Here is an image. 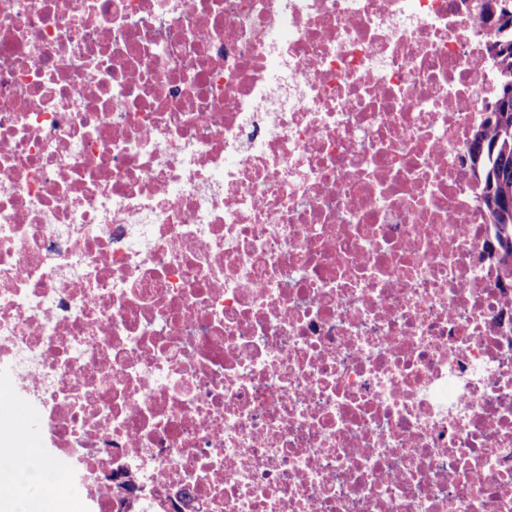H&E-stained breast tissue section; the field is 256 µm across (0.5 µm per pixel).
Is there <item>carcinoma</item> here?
Listing matches in <instances>:
<instances>
[{
  "label": "carcinoma",
  "mask_w": 512,
  "mask_h": 512,
  "mask_svg": "<svg viewBox=\"0 0 512 512\" xmlns=\"http://www.w3.org/2000/svg\"><path fill=\"white\" fill-rule=\"evenodd\" d=\"M492 41L500 45L493 56L498 67L497 88L487 105L486 119L472 129L469 159L482 182V208L497 254L512 255V100L500 101L503 81H512V27H497Z\"/></svg>",
  "instance_id": "carcinoma-1"
}]
</instances>
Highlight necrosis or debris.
Segmentation results:
<instances>
[{
    "label": "necrosis or debris",
    "mask_w": 512,
    "mask_h": 512,
    "mask_svg": "<svg viewBox=\"0 0 512 512\" xmlns=\"http://www.w3.org/2000/svg\"><path fill=\"white\" fill-rule=\"evenodd\" d=\"M486 0H0V387L83 512H512Z\"/></svg>",
    "instance_id": "4bbe7bcc"
}]
</instances>
